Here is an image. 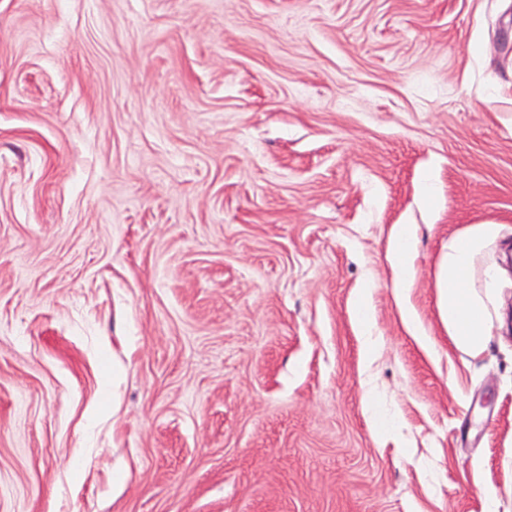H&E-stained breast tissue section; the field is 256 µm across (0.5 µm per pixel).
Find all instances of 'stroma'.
Segmentation results:
<instances>
[{
	"mask_svg": "<svg viewBox=\"0 0 512 512\" xmlns=\"http://www.w3.org/2000/svg\"><path fill=\"white\" fill-rule=\"evenodd\" d=\"M483 222L512 0H0V512H512V333L436 305ZM396 238L402 244V250L400 254L399 261L397 262V279L400 285H405L407 278L410 275L409 265L413 260V255L411 250L406 246V242L409 236V228L408 225L402 224L399 225L395 230Z\"/></svg>",
	"mask_w": 512,
	"mask_h": 512,
	"instance_id": "1",
	"label": "stroma"
}]
</instances>
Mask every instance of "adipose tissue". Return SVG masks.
Instances as JSON below:
<instances>
[{
	"label": "adipose tissue",
	"mask_w": 512,
	"mask_h": 512,
	"mask_svg": "<svg viewBox=\"0 0 512 512\" xmlns=\"http://www.w3.org/2000/svg\"><path fill=\"white\" fill-rule=\"evenodd\" d=\"M502 235V225L486 223L454 236L437 274L439 317L456 348L473 358L487 350L491 328L502 319L504 270L497 262L480 261L485 247Z\"/></svg>",
	"instance_id": "obj_1"
}]
</instances>
